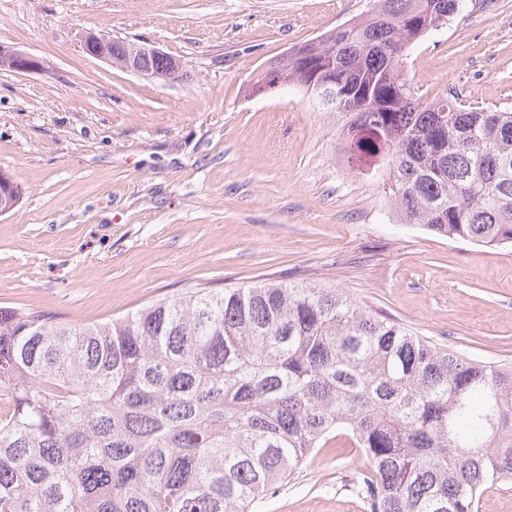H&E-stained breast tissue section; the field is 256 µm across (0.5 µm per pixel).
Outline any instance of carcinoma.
Here are the masks:
<instances>
[{"instance_id": "obj_1", "label": "carcinoma", "mask_w": 512, "mask_h": 512, "mask_svg": "<svg viewBox=\"0 0 512 512\" xmlns=\"http://www.w3.org/2000/svg\"><path fill=\"white\" fill-rule=\"evenodd\" d=\"M466 0H374L249 87L296 85L406 224L512 245V111L425 100L405 46ZM0 512H253L333 438L365 512H478L512 479V366L318 281L188 290L76 326L0 307Z\"/></svg>"}]
</instances>
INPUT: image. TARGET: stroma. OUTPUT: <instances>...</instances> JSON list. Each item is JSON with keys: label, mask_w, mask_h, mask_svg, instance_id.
Returning a JSON list of instances; mask_svg holds the SVG:
<instances>
[{"label": "stroma", "mask_w": 512, "mask_h": 512, "mask_svg": "<svg viewBox=\"0 0 512 512\" xmlns=\"http://www.w3.org/2000/svg\"><path fill=\"white\" fill-rule=\"evenodd\" d=\"M370 0H0V306L80 324L195 287L319 278L466 355L512 363V246L405 224L336 149L303 88L246 87ZM180 60L157 80L86 54L84 33ZM425 99L512 110V0L465 9L406 53ZM359 450L330 440L257 512H364ZM0 66L13 71H31L42 66V62L12 47L0 45Z\"/></svg>", "instance_id": "1"}]
</instances>
